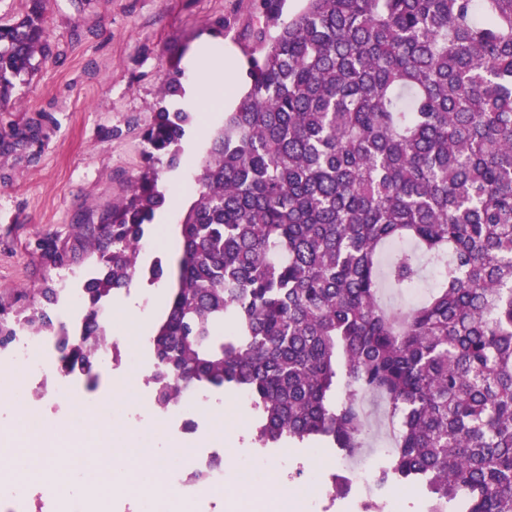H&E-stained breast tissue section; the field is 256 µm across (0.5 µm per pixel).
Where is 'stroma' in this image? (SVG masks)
<instances>
[{"mask_svg": "<svg viewBox=\"0 0 512 512\" xmlns=\"http://www.w3.org/2000/svg\"><path fill=\"white\" fill-rule=\"evenodd\" d=\"M265 23L261 0H49L52 53L0 101V306L16 314L39 305L32 289L57 284L60 269L40 249L43 239L55 240L69 267L95 270L72 227L99 223L147 167L144 135L165 84L185 74L188 53L207 35L232 50L244 90L248 60L259 53L254 32ZM111 337L135 363L101 374L85 411L130 399L148 416L150 339L118 326ZM221 405L215 414L193 402L186 414L206 435L240 431L238 443L223 445L230 465L255 449L253 416L234 393ZM341 458L330 448L289 449L285 477L294 484L305 469L332 474Z\"/></svg>", "mask_w": 512, "mask_h": 512, "instance_id": "35a3bbf8", "label": "stroma"}]
</instances>
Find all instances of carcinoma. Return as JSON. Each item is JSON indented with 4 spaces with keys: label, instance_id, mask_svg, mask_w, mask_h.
Listing matches in <instances>:
<instances>
[{
    "label": "carcinoma",
    "instance_id": "1",
    "mask_svg": "<svg viewBox=\"0 0 512 512\" xmlns=\"http://www.w3.org/2000/svg\"><path fill=\"white\" fill-rule=\"evenodd\" d=\"M250 85L201 162L181 224L169 310L152 336L158 401L243 391L261 448L360 447V400L383 398L394 451L375 484H406L448 512H512V0H305L280 22L263 0ZM47 0L0 23V100L47 58ZM189 115L156 113L170 152ZM165 203L149 168L101 224L72 230L96 255L65 371L97 387L102 313L138 277ZM432 264L404 309L383 300ZM53 327L37 310L0 312Z\"/></svg>",
    "mask_w": 512,
    "mask_h": 512
}]
</instances>
